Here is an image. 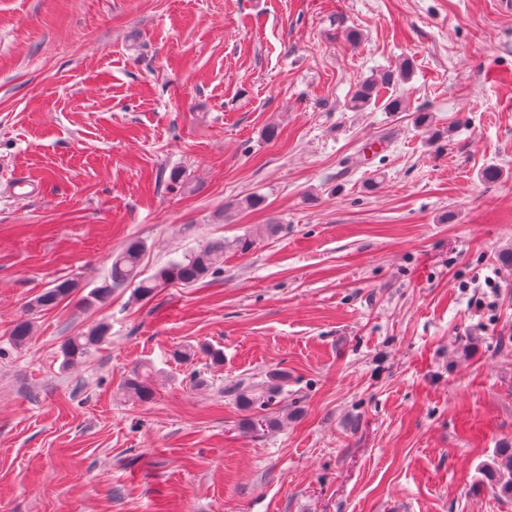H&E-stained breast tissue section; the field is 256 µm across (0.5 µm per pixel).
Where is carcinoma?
I'll return each instance as SVG.
<instances>
[{"mask_svg": "<svg viewBox=\"0 0 512 512\" xmlns=\"http://www.w3.org/2000/svg\"><path fill=\"white\" fill-rule=\"evenodd\" d=\"M404 74L384 71L377 78L363 82L355 91L350 108L362 112L376 103L378 85L390 86L401 80ZM144 245L131 242L127 247L112 258V264L107 273L83 298V302L92 306L108 299L112 290L118 288H133V294L138 299L150 297L156 289L169 284H192L208 277H216L224 271V243L209 242L185 254L183 258L174 260L154 274L145 276L140 268ZM77 288L75 282L64 279L53 287L45 289L27 306V318L15 323L9 335L10 345L21 348L27 344L33 331L32 317L37 313L50 309L67 299ZM110 327L99 323L87 332L68 338L62 344L64 364L70 366L89 353L93 348L105 341ZM156 370L150 363L143 364L123 384L127 396L140 402L150 401L155 394ZM284 375L273 372L269 375L264 388L257 392L250 386H241L236 393L237 404L246 411L254 412L249 425L255 430L272 425L271 419L265 412L276 405V398L281 393Z\"/></svg>", "mask_w": 512, "mask_h": 512, "instance_id": "1", "label": "carcinoma"}]
</instances>
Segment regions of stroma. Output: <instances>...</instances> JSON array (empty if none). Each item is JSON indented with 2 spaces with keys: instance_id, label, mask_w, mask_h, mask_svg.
Wrapping results in <instances>:
<instances>
[{
  "instance_id": "35a3bbf8",
  "label": "stroma",
  "mask_w": 512,
  "mask_h": 512,
  "mask_svg": "<svg viewBox=\"0 0 512 512\" xmlns=\"http://www.w3.org/2000/svg\"><path fill=\"white\" fill-rule=\"evenodd\" d=\"M133 240L145 274L217 240L224 271L83 306ZM510 249L502 0H0V512H512L487 472L512 450ZM272 371L248 431L233 387ZM404 73L405 68L401 69L400 74L388 70L382 72L378 78L366 80L353 94L350 100V108L356 112L366 110L372 103H376L377 87L379 84L386 85L387 87L393 85L401 80V78H404ZM77 288L75 282L69 279L58 281L53 287L45 289L37 295L27 306V317L18 320L9 335L10 345L14 348H21L27 344L33 331L35 315L41 311L53 308L63 300L67 299ZM109 332V325L99 323L79 336L69 337L61 347L64 364L70 366L76 363L93 348L104 342ZM156 370L151 363L143 364L123 384V390L130 398L149 402L155 394Z\"/></svg>"
}]
</instances>
